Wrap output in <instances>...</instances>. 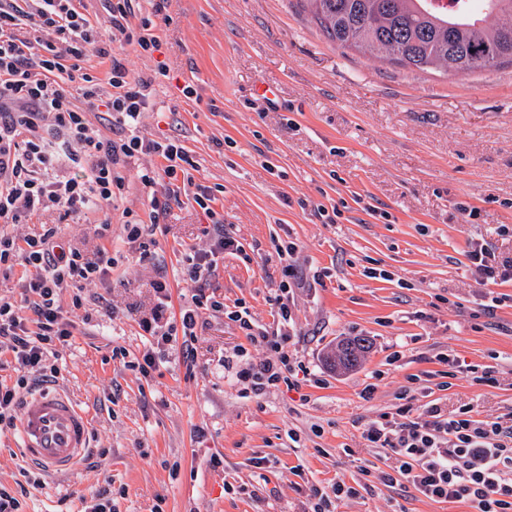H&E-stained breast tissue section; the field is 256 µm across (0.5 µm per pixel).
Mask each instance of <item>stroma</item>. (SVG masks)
Listing matches in <instances>:
<instances>
[{
  "instance_id": "1",
  "label": "stroma",
  "mask_w": 512,
  "mask_h": 512,
  "mask_svg": "<svg viewBox=\"0 0 512 512\" xmlns=\"http://www.w3.org/2000/svg\"><path fill=\"white\" fill-rule=\"evenodd\" d=\"M134 10L153 16L159 51L113 52L134 73L168 69L138 129L178 139L191 166L187 179L161 176L151 188L133 177L114 206L67 220L50 209L11 228L22 237L51 226L65 244L115 261L84 289L83 320L58 360V380L89 412L91 445L105 454L47 480L27 512H80L106 477L126 491L120 512H307L310 485L355 477L362 486L340 512H472L360 477L379 463L361 434L409 389L452 414L512 412V280L480 284L467 258L479 240L512 259V66L415 73L337 48L301 0H167L159 13L136 0ZM260 83L273 98L256 93ZM200 185L217 190L211 212L193 200ZM155 198L169 210L153 243L128 242L126 216L147 219ZM217 220L246 255H225L206 292L244 301L259 325L278 308L275 246L297 245L288 331L298 388L243 396L224 359L245 334L213 311L198 321L191 358L173 341L151 379L112 356L148 346L139 323L159 277L170 283L169 315L190 300L182 259L208 247ZM370 268L387 278L367 277ZM354 336L371 342L361 364L330 370L326 352ZM448 353L461 363L452 376ZM472 365L494 385L475 383ZM255 457L269 466L254 468ZM228 484L256 492L230 496Z\"/></svg>"
}]
</instances>
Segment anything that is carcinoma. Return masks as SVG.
Wrapping results in <instances>:
<instances>
[{"instance_id":"1","label":"carcinoma","mask_w":512,"mask_h":512,"mask_svg":"<svg viewBox=\"0 0 512 512\" xmlns=\"http://www.w3.org/2000/svg\"><path fill=\"white\" fill-rule=\"evenodd\" d=\"M304 8L337 47L413 71L465 74L512 64V0H304ZM360 341L338 343L331 363L350 367Z\"/></svg>"}]
</instances>
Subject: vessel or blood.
Listing matches in <instances>:
<instances>
[{
  "label": "vessel or blood",
  "mask_w": 512,
  "mask_h": 512,
  "mask_svg": "<svg viewBox=\"0 0 512 512\" xmlns=\"http://www.w3.org/2000/svg\"><path fill=\"white\" fill-rule=\"evenodd\" d=\"M92 421L67 393L44 389L24 403L17 423L16 452L53 479L73 474L90 446Z\"/></svg>",
  "instance_id": "1"
}]
</instances>
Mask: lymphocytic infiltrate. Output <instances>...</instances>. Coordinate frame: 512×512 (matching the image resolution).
Listing matches in <instances>:
<instances>
[{
	"instance_id": "obj_1",
	"label": "lymphocytic infiltrate",
	"mask_w": 512,
	"mask_h": 512,
	"mask_svg": "<svg viewBox=\"0 0 512 512\" xmlns=\"http://www.w3.org/2000/svg\"><path fill=\"white\" fill-rule=\"evenodd\" d=\"M107 11L100 24L81 13L76 0H0V267L20 258L36 270L23 300L0 297V351L10 353L16 373L14 382L0 380V435L15 430L22 391L57 379L58 356L76 328L73 312L82 306L80 292L112 269L105 250L88 254L63 247L55 228L20 242L8 233V225L29 223L50 208L67 218L90 205L114 204L127 188L123 170L138 155L153 153L165 161L162 170L137 171L146 187L161 175L176 179L188 160L177 140L159 142L137 133L156 74L132 75L118 58L108 82L85 71L86 58L105 54L106 43L144 53L157 46L150 19L132 24V0H107ZM68 82L73 85L69 91L64 88ZM78 97L83 100L79 106L74 103ZM101 109L123 138L103 142L89 135L88 115ZM66 163L81 168V175L57 174ZM241 250L223 224H214L210 250L186 258L182 276L193 294L179 323H164L170 284L163 276L155 281L157 304L151 318L140 323L151 341L132 363L143 378H151L158 350L174 336L193 341L203 311L219 306L205 292L208 277L225 254ZM295 250L288 241L276 247L285 278L275 327H255L244 306L229 314L248 344L225 358L224 369L257 397L290 383L295 368L296 357L287 345V299L295 286L287 275ZM68 290L72 308L66 311L60 298ZM252 345L269 353L261 365L250 360ZM362 437L367 447L382 451L385 485L401 481L426 499L465 503L474 512H512V413L481 420L466 406L451 416L432 402L409 403L382 413Z\"/></svg>"
}]
</instances>
